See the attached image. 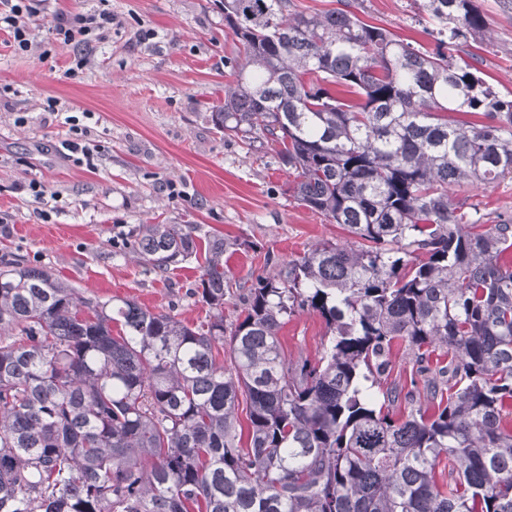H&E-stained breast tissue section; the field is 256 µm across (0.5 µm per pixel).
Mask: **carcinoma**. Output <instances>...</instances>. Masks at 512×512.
Listing matches in <instances>:
<instances>
[{
  "label": "carcinoma",
  "instance_id": "carcinoma-1",
  "mask_svg": "<svg viewBox=\"0 0 512 512\" xmlns=\"http://www.w3.org/2000/svg\"><path fill=\"white\" fill-rule=\"evenodd\" d=\"M223 5L235 56L213 125L277 145L297 199L359 244L317 243L245 287L224 236L142 225L130 248L154 270L198 262L211 315L194 327L46 268L0 270V512H512V217L454 197L512 179V96L447 51L487 17L425 0L428 52L351 10ZM304 310L329 333L314 363L278 338ZM398 341L437 410L395 420L363 386Z\"/></svg>",
  "mask_w": 512,
  "mask_h": 512
}]
</instances>
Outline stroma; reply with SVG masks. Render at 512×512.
<instances>
[{"mask_svg":"<svg viewBox=\"0 0 512 512\" xmlns=\"http://www.w3.org/2000/svg\"><path fill=\"white\" fill-rule=\"evenodd\" d=\"M352 4L360 16L425 50L435 40L422 0H290L289 12ZM491 36L449 47L472 58L500 95L512 94V0H475ZM105 9L112 28L67 76L77 54L51 32L52 12ZM32 47L15 53L0 33V269L21 260L43 267L100 302L132 299L153 311L204 322L193 289L200 270L187 262L158 276L125 245L144 224H197L237 240L224 255L234 279L254 280L264 256L285 263L311 245L348 240L340 225L293 195L292 171L267 144L218 132L213 105L224 98V58L234 39L220 0H49L28 21ZM58 102V115L46 110ZM79 119L92 162L66 156ZM40 186L32 192L30 183ZM173 191H166V184ZM482 213L512 215V179L459 193ZM323 318L289 317L279 339L288 356L318 360Z\"/></svg>","mask_w":512,"mask_h":512,"instance_id":"stroma-1","label":"stroma"}]
</instances>
